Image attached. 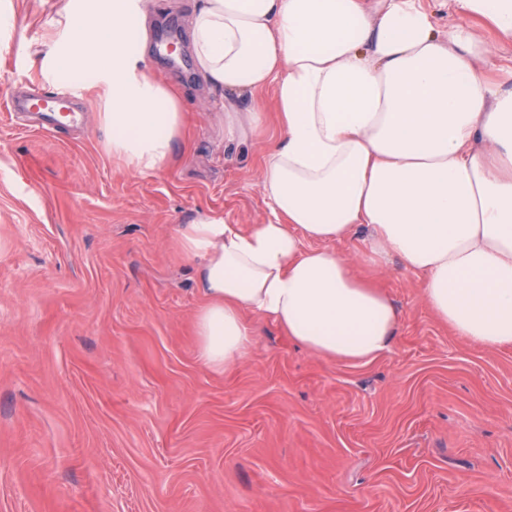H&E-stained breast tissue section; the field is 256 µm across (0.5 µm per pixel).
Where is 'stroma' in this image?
<instances>
[{
	"label": "stroma",
	"instance_id": "stroma-1",
	"mask_svg": "<svg viewBox=\"0 0 512 512\" xmlns=\"http://www.w3.org/2000/svg\"><path fill=\"white\" fill-rule=\"evenodd\" d=\"M156 2L146 59L189 134L138 175L105 153L95 93L54 137L10 119L16 83L51 98L69 34L64 0H0V512H512V347L454 336L398 263L371 269L401 311L392 353L330 361L255 316L243 362L200 364L175 231L267 222L280 131L225 147L196 0Z\"/></svg>",
	"mask_w": 512,
	"mask_h": 512
}]
</instances>
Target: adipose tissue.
Wrapping results in <instances>:
<instances>
[{
	"label": "adipose tissue",
	"instance_id": "obj_1",
	"mask_svg": "<svg viewBox=\"0 0 512 512\" xmlns=\"http://www.w3.org/2000/svg\"><path fill=\"white\" fill-rule=\"evenodd\" d=\"M151 0L68 5L54 79L99 92L103 147L136 174L162 169L187 132L180 92L145 65ZM200 0V73L224 105V139L280 140L263 157L271 218L180 225L196 263L198 360L233 367L250 316L317 356L393 352L400 314L334 243L362 242L423 280L434 316L470 342L512 347V66L491 79L475 23L512 43V0ZM273 89L265 100V89Z\"/></svg>",
	"mask_w": 512,
	"mask_h": 512
}]
</instances>
